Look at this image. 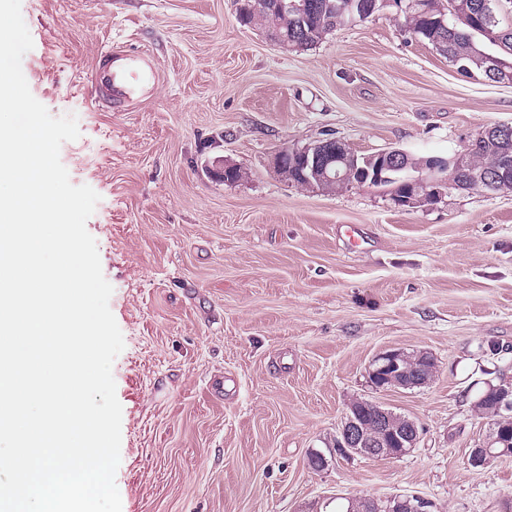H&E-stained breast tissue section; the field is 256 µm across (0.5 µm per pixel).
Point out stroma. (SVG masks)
I'll use <instances>...</instances> for the list:
<instances>
[{
  "label": "stroma",
  "mask_w": 512,
  "mask_h": 512,
  "mask_svg": "<svg viewBox=\"0 0 512 512\" xmlns=\"http://www.w3.org/2000/svg\"><path fill=\"white\" fill-rule=\"evenodd\" d=\"M21 12L30 90L76 116L60 159L100 196L87 229L125 342L112 369L122 512H338L396 495L512 512V456L468 463L488 431L480 383L512 376V192L402 208L390 187L302 188L271 164L325 138L445 156L512 125V84L461 77L393 7L304 51L242 22L236 0H21ZM107 40L157 71L151 93L112 112L88 82ZM220 160L241 179L212 176ZM392 348L429 353V383L373 388L368 365ZM358 399L415 420L416 447L336 458Z\"/></svg>",
  "instance_id": "obj_1"
}]
</instances>
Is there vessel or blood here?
Returning a JSON list of instances; mask_svg holds the SVG:
<instances>
[{"instance_id": "obj_1", "label": "vessel or blood", "mask_w": 512, "mask_h": 512, "mask_svg": "<svg viewBox=\"0 0 512 512\" xmlns=\"http://www.w3.org/2000/svg\"><path fill=\"white\" fill-rule=\"evenodd\" d=\"M154 80V67L144 57H119L104 46L91 75L95 89L104 100L121 104Z\"/></svg>"}]
</instances>
